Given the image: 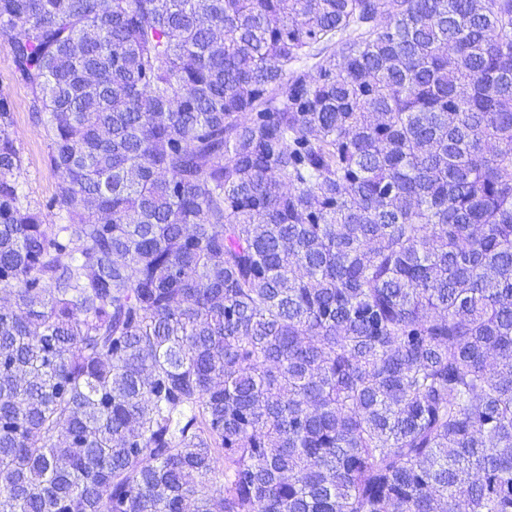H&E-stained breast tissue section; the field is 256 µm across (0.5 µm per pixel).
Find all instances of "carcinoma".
I'll return each mask as SVG.
<instances>
[{"label":"carcinoma","mask_w":512,"mask_h":512,"mask_svg":"<svg viewBox=\"0 0 512 512\" xmlns=\"http://www.w3.org/2000/svg\"><path fill=\"white\" fill-rule=\"evenodd\" d=\"M0 33L62 220L1 97L0 512H512V0ZM0 97H6L11 107L9 129L19 151L22 166L18 174L20 186L31 207L42 213L49 223H58L47 204L56 191L58 176L48 160L49 140L30 110L31 93L14 74L11 46L0 35Z\"/></svg>","instance_id":"cac0c4a2"}]
</instances>
